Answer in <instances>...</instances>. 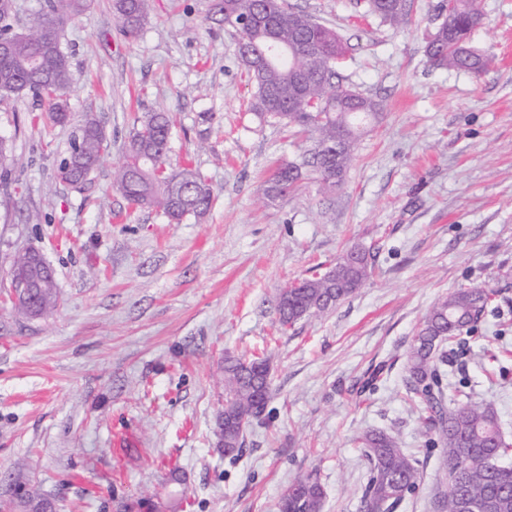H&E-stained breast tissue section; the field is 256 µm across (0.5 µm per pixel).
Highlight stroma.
I'll return each mask as SVG.
<instances>
[{
	"label": "stroma",
	"mask_w": 512,
	"mask_h": 512,
	"mask_svg": "<svg viewBox=\"0 0 512 512\" xmlns=\"http://www.w3.org/2000/svg\"><path fill=\"white\" fill-rule=\"evenodd\" d=\"M442 2L408 0L396 31L367 0H287L336 29L341 83L381 112L333 191L309 171L260 203L271 174L313 141L252 114L236 35L209 20L214 0H151L133 43L112 0H88L61 36L68 123L32 96H0V136L13 143L0 179V512L32 494L56 512L136 501L151 512L179 496L188 512H277L282 489L307 474L324 489L323 512H359L357 438L371 429L397 437L423 477L395 512H435L441 452L427 447L401 378L427 311L458 288L494 297L449 355L448 379L493 403L512 442V0H479L470 45L488 64L478 75L428 61ZM162 105L175 118L166 168L192 165L213 191L198 220L132 209L112 184L138 117ZM89 113L112 150L77 189L58 166ZM354 245L374 255L371 279L281 331V292ZM29 248L52 266L58 303L20 319L10 272ZM242 353L267 358L273 391L230 459L212 429L224 357ZM117 427L134 446H114ZM174 465L183 484L170 481Z\"/></svg>",
	"instance_id": "stroma-1"
}]
</instances>
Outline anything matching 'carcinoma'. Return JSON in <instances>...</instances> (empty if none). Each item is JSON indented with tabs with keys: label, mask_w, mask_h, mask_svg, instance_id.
Listing matches in <instances>:
<instances>
[{
	"label": "carcinoma",
	"mask_w": 512,
	"mask_h": 512,
	"mask_svg": "<svg viewBox=\"0 0 512 512\" xmlns=\"http://www.w3.org/2000/svg\"><path fill=\"white\" fill-rule=\"evenodd\" d=\"M456 24L452 31L439 23L426 46L429 62L438 68L463 69L476 75L485 66L483 56L463 55L472 31L480 25L478 0H456ZM87 0H45L44 6L27 22L28 33L12 35L10 23L13 0H0V34L12 39L0 54V94L31 93L48 100L59 120L67 119L66 101L71 87L70 64L61 46V31L71 18L80 15ZM120 31L129 41L137 39L148 18L149 0H112ZM266 12L270 28L241 32L237 41L251 50L252 57L236 54L240 66L253 84L252 110L263 123L309 132L314 146L298 159L276 169L263 190L264 198L288 194L306 169L316 172L330 190L340 186L364 129L379 118L378 104L357 92L359 110L343 98V85L336 84V65L345 49L336 31L296 11L282 0H215L212 20L224 26L248 18L255 10ZM369 11L380 21L397 29L408 21L407 0H369ZM57 25L56 49L49 51L41 34ZM276 39L296 52L300 64L294 68L285 59L263 62L268 42ZM173 116L163 108L146 112L134 129L124 162L113 172V185L138 208L155 209L170 221L203 218L213 195L205 176L198 170L163 169L166 141ZM79 145L71 168H59L60 178L76 183L83 172L94 171L109 152L107 135L90 115L77 130ZM332 143L328 154L323 145ZM14 263L27 270L33 288L16 302L15 313L29 317V310L43 313L56 306V282L42 274L40 264L27 252ZM369 252L352 248L324 273L315 274L286 288L279 297L281 329L302 320L318 318L338 302L354 294L373 274ZM492 302L488 288H458L437 299L425 315L407 353L402 378L404 398L417 411L428 434L426 444L441 449L449 470L448 489L438 501L439 512H458L461 500L470 512H512V466L500 459L512 451L506 442L497 410L490 403L475 402L457 387L446 397L440 369L443 349L459 344L474 332ZM272 393L268 360L224 357V427L216 429L224 446L241 452L247 427L259 420ZM360 448L369 463V478L363 495V512H392L394 507L420 488L417 462L398 438L384 430H369L359 437ZM322 485L311 476H297L280 493L278 512H322ZM17 512H54V504L28 496L13 505Z\"/></svg>",
	"instance_id": "1"
}]
</instances>
